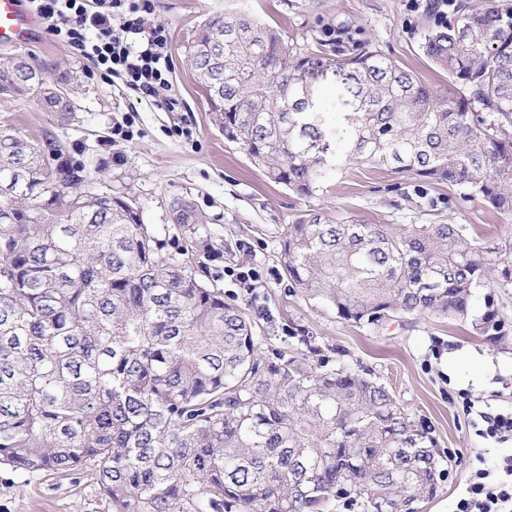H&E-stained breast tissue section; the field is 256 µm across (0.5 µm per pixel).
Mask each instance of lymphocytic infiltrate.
Listing matches in <instances>:
<instances>
[{
	"mask_svg": "<svg viewBox=\"0 0 512 512\" xmlns=\"http://www.w3.org/2000/svg\"><path fill=\"white\" fill-rule=\"evenodd\" d=\"M49 33L90 60L102 74L123 78L145 98L168 86L170 30L146 22L149 0H28ZM502 476L476 470L456 512H512V459Z\"/></svg>",
	"mask_w": 512,
	"mask_h": 512,
	"instance_id": "f902f5d3",
	"label": "lymphocytic infiltrate"
}]
</instances>
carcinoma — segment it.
<instances>
[{
	"label": "carcinoma",
	"instance_id": "obj_1",
	"mask_svg": "<svg viewBox=\"0 0 512 512\" xmlns=\"http://www.w3.org/2000/svg\"><path fill=\"white\" fill-rule=\"evenodd\" d=\"M191 59L224 140L298 196L350 165L446 184L512 215V6L462 0L423 51L459 94L441 96L375 49L294 55L249 13L198 26ZM348 72L334 112L320 73ZM0 95L71 111L22 56ZM85 182L59 146L0 129V464L94 467L111 512H384L433 498L448 460L385 384L345 364L258 355L246 308L159 252L139 210ZM177 223H200L180 202ZM294 288L378 330L428 313L465 321L487 271L465 224L278 230ZM512 283V241L497 247Z\"/></svg>",
	"mask_w": 512,
	"mask_h": 512
}]
</instances>
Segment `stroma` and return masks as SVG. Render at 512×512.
<instances>
[{
  "instance_id": "stroma-1",
  "label": "stroma",
  "mask_w": 512,
  "mask_h": 512,
  "mask_svg": "<svg viewBox=\"0 0 512 512\" xmlns=\"http://www.w3.org/2000/svg\"><path fill=\"white\" fill-rule=\"evenodd\" d=\"M230 8L277 28L297 53L367 43L439 94L455 90L422 50L436 19L428 0H151V19L166 23L172 36L176 111L141 98L121 79L103 76L43 30L36 44L0 46V59L26 56L46 69L51 81H73L76 110L64 116L33 98L0 96V125L37 141L57 136L92 187L129 198L164 253L186 255L199 280L247 309L257 324L260 354H305L314 347L331 362L371 371L413 417L425 420L438 453L450 460L436 496L421 503L420 512H456L475 471L496 470L512 456V440L480 436L478 418L482 411H512V285L503 282L494 251L512 237V216L480 202L449 203L444 185L358 166L309 198L270 181L225 141L191 66L188 48L196 28ZM181 200L191 202L202 219L195 229L172 221ZM315 212L331 222L423 224L437 218L467 225L476 244L490 250L485 283L474 291L473 315L495 310L504 324L501 335L427 314L374 331L312 306L292 290L279 261L277 232ZM228 267L255 269L261 279L244 285L225 275ZM466 397L475 413L463 411ZM0 512L108 509L91 470L62 477L2 464Z\"/></svg>"
}]
</instances>
